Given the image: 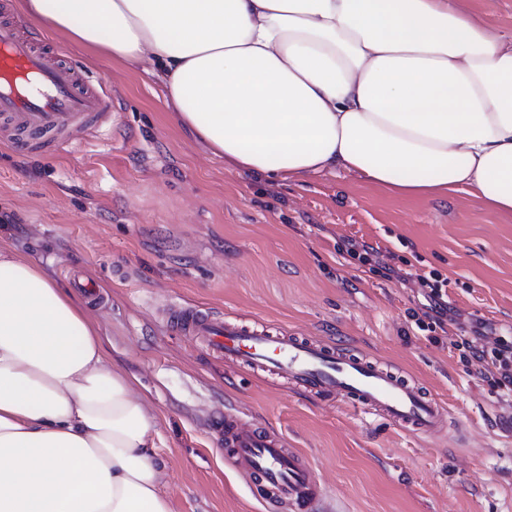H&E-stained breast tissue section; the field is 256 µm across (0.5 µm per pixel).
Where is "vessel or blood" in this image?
<instances>
[{
	"label": "vessel or blood",
	"mask_w": 512,
	"mask_h": 512,
	"mask_svg": "<svg viewBox=\"0 0 512 512\" xmlns=\"http://www.w3.org/2000/svg\"><path fill=\"white\" fill-rule=\"evenodd\" d=\"M9 3L0 0V133L35 153L70 140L74 131L99 129L112 110L106 88L86 83L63 53L5 19ZM169 322L218 356L278 375L306 392L343 398L395 426L431 436L447 426L446 409L421 387L346 348L281 336L200 309H173ZM216 428L228 461L249 477L259 499L285 512H319L324 488L308 458L287 447L281 434L229 411Z\"/></svg>",
	"instance_id": "obj_1"
}]
</instances>
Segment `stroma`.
Here are the masks:
<instances>
[{
	"label": "stroma",
	"mask_w": 512,
	"mask_h": 512,
	"mask_svg": "<svg viewBox=\"0 0 512 512\" xmlns=\"http://www.w3.org/2000/svg\"><path fill=\"white\" fill-rule=\"evenodd\" d=\"M26 28L111 86L112 119L38 156L0 143V248L64 287L77 273L96 286L88 308L108 361L157 416L173 512H266L210 427L228 404L310 459L330 512H512V407L414 320L418 279L435 273L456 313L449 335L474 321L512 334V218L464 193L394 197L341 170L268 184L197 143L141 69ZM352 240L373 246L368 264ZM173 306L349 344L423 386L446 431L407 432L218 361L172 329Z\"/></svg>",
	"instance_id": "obj_1"
}]
</instances>
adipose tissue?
<instances>
[{
	"label": "adipose tissue",
	"instance_id": "1",
	"mask_svg": "<svg viewBox=\"0 0 512 512\" xmlns=\"http://www.w3.org/2000/svg\"><path fill=\"white\" fill-rule=\"evenodd\" d=\"M464 0H22L139 67L212 154L271 181L344 170L512 217V36ZM146 396L87 304L0 249V512H173Z\"/></svg>",
	"mask_w": 512,
	"mask_h": 512
}]
</instances>
